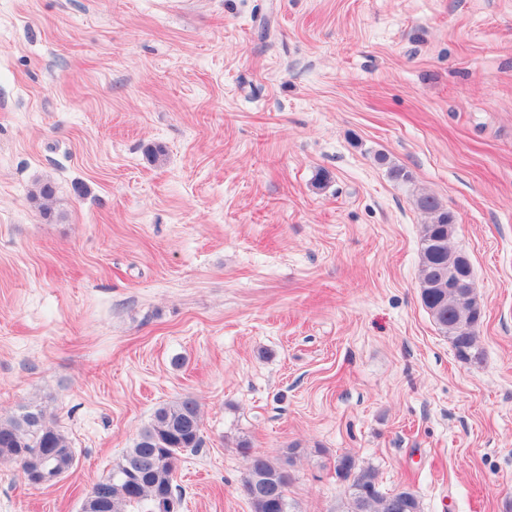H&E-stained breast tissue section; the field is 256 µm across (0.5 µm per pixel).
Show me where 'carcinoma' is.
<instances>
[{
    "mask_svg": "<svg viewBox=\"0 0 512 512\" xmlns=\"http://www.w3.org/2000/svg\"><path fill=\"white\" fill-rule=\"evenodd\" d=\"M417 206L430 219L422 236V303L440 332L450 339L456 355L465 361L475 359L481 306L472 289L448 287V272L459 267L463 255L448 246L453 218L433 196L418 197ZM202 443L196 399L187 396L158 407L108 477L97 482L107 491L104 512H156L159 496L181 498L180 489L173 485L176 464L181 454L198 452ZM238 450L246 461L244 478L255 485V491L247 496L252 512H291L286 495L290 477L284 464L252 451L245 443ZM28 453L46 459L61 477L76 460L69 438L37 405L6 421L0 419V460L11 461ZM336 473L349 482L342 512H421L413 490L381 492L376 471L358 466L351 455L336 458Z\"/></svg>",
    "mask_w": 512,
    "mask_h": 512,
    "instance_id": "1",
    "label": "carcinoma"
}]
</instances>
